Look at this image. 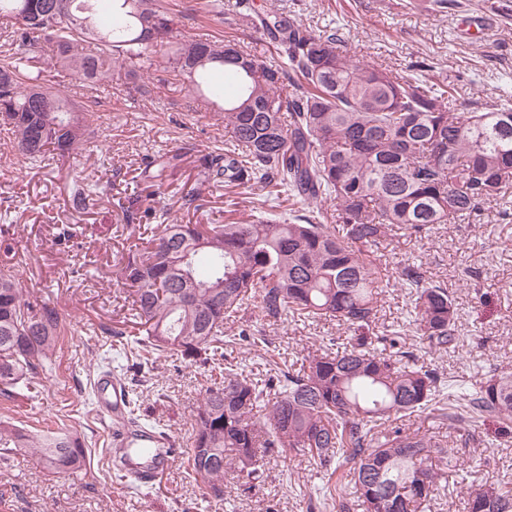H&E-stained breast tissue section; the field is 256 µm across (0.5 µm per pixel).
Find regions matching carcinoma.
Listing matches in <instances>:
<instances>
[{
    "label": "carcinoma",
    "mask_w": 512,
    "mask_h": 512,
    "mask_svg": "<svg viewBox=\"0 0 512 512\" xmlns=\"http://www.w3.org/2000/svg\"><path fill=\"white\" fill-rule=\"evenodd\" d=\"M160 24L162 36L148 34ZM254 28L275 49L259 60L231 39L186 40L160 0H0V25L12 48L0 55V123L27 159L62 158L90 143L95 111L63 99L28 69L39 44L55 65L92 85L112 68L135 77L151 68L152 48L175 44L174 73L207 98L224 120V151L199 157L202 175L226 186L258 185L261 206L302 204L291 220L250 224H161L145 252L121 263L132 287L135 344L141 356L176 354L220 362L224 321L256 304L259 320L329 318L347 329L378 320L382 289L375 249L398 228L422 233L451 221L475 224L481 207L512 189V95L479 112L450 110L455 88L356 63L334 32H314L283 14H256ZM186 153L176 147L142 171L160 187ZM100 187L73 181L70 203L86 209ZM336 204V224H324ZM415 331L434 350L458 341L461 312L422 266L399 263ZM63 317L23 291L10 263L0 269V401L51 362ZM448 407V426L484 414L512 418V371L496 370L473 393L417 364L413 352L385 356L368 337L342 343L295 369L247 372L224 364V380L205 390L190 437L188 466L203 493L224 497V471L260 488L259 453L277 450L329 469L323 503L350 512H419L435 497L438 472L474 473L448 440L408 432L401 421ZM0 450L39 457L47 468L86 467L81 434L66 426L34 433L0 421ZM116 474L126 449L112 451ZM467 512H512V491L484 483Z\"/></svg>",
    "instance_id": "cac0c4a2"
}]
</instances>
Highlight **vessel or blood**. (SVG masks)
Segmentation results:
<instances>
[{
    "label": "vessel or blood",
    "instance_id": "vessel-or-blood-1",
    "mask_svg": "<svg viewBox=\"0 0 512 512\" xmlns=\"http://www.w3.org/2000/svg\"><path fill=\"white\" fill-rule=\"evenodd\" d=\"M97 402L108 420L111 443L120 448L138 446L152 449L150 457L131 458L133 468L158 477L181 454L182 445L169 434H159L147 429L134 430L126 425V391L120 379L103 375L96 382Z\"/></svg>",
    "mask_w": 512,
    "mask_h": 512
}]
</instances>
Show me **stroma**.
I'll list each match as a JSON object with an SVG mask.
<instances>
[{
  "mask_svg": "<svg viewBox=\"0 0 512 512\" xmlns=\"http://www.w3.org/2000/svg\"><path fill=\"white\" fill-rule=\"evenodd\" d=\"M190 39L220 35L235 39L259 59L274 49L243 16L238 0H223L224 17L205 10L208 0H162ZM252 8L274 10L310 29L336 32L347 56L368 65L408 71L454 84L453 109L484 108L512 91V0H250ZM42 78L63 96L93 108L99 116L104 149L48 163H29L0 130V260L10 259L23 288L44 297L63 314L66 328L38 389L13 404L12 415L34 426L70 414L90 450L86 471L62 475L21 452L0 454V512H309L323 474L313 463H264L259 492L239 493L235 472L224 476L226 495L203 496L177 459L152 483L132 490L114 479L105 457L107 434L97 408L85 405L89 380L104 352L119 355L110 331L128 314L127 287L117 262L130 246L118 229L125 219L118 198L134 200L140 212H157L174 224H226L257 218V188L201 183L197 157L224 141V124L214 107L189 91L171 70L152 67L139 80L112 73L108 84L88 89L70 72L50 65L39 52ZM188 153L161 191H153L141 172L157 154L174 147ZM84 178L104 185V193L83 212L69 203V187ZM197 189L198 200L183 207L182 197ZM383 262L413 261L445 284L465 316L459 346L450 352L420 344L414 331L402 342L426 365L469 388L479 387L497 368L512 370V222L499 207L486 205L477 224H439L428 236L401 229L380 245ZM87 257L80 275L68 272L74 255ZM476 276L465 282L462 267ZM376 336L409 317L406 289L392 277L381 284ZM262 350L241 344L229 353L242 368L287 360L299 365L333 340L356 341V333L333 320L268 326ZM124 380L138 396L137 413L147 423L189 443L203 394L212 382L208 366L170 357L153 364L137 356L123 363ZM409 431L452 435L460 456L476 454L478 469L468 479L442 473L432 512H466L470 492L487 480L512 489V421L483 417L452 430L447 416L425 412L407 421Z\"/></svg>",
  "mask_w": 512,
  "mask_h": 512,
  "instance_id": "obj_1",
  "label": "stroma"
}]
</instances>
